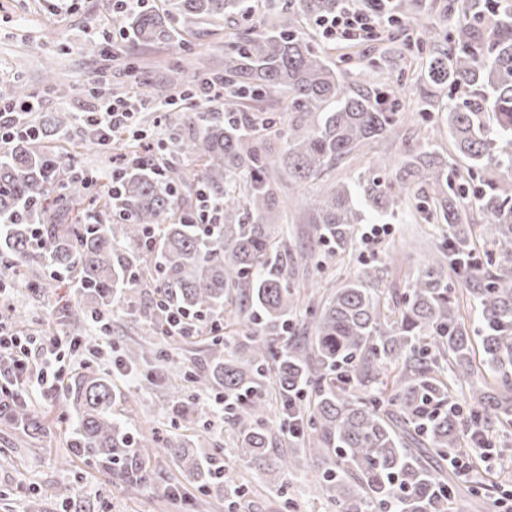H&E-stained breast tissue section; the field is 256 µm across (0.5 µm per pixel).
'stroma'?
Returning a JSON list of instances; mask_svg holds the SVG:
<instances>
[{
	"label": "stroma",
	"mask_w": 512,
	"mask_h": 512,
	"mask_svg": "<svg viewBox=\"0 0 512 512\" xmlns=\"http://www.w3.org/2000/svg\"><path fill=\"white\" fill-rule=\"evenodd\" d=\"M403 2L400 22L382 37L347 47L324 40L315 24L305 26L306 33L325 50L328 61L340 70L346 94L365 91L359 72L373 66L381 84L403 107L390 132L337 164L330 175L336 183L354 186L372 176L388 177L394 164L425 146L446 158L450 169L462 173L467 168L465 160L455 153L445 113L436 109L448 94L447 84L432 78L427 68L414 65L416 57L429 60L441 55L447 43L438 41L420 53L407 45L409 25L449 28L462 14L460 4L458 0ZM255 23V18L230 14L224 20L200 26L196 38L185 45H145L128 37L125 21H113L109 0H0V86L22 85L27 97L39 103L38 111L32 115L38 122L52 112L90 109L94 100L89 89L103 74L121 92H128L135 85L144 97L151 98L167 90L168 76L184 69L194 58L201 56L210 64H221L229 38ZM91 39L99 45L94 55L84 49ZM48 59L53 60L60 80L69 89L65 97H58L45 86L43 63ZM86 141L84 131L76 129L68 139L46 138L39 140L38 146L46 152L72 156L88 169L107 167L110 148L89 150ZM277 181L280 197L288 201L282 229L289 249L296 255L318 252L321 260L317 266L297 264L293 278L317 285L321 297L371 267L382 276L381 292L406 288L448 234L447 225L426 223L416 201L409 199L400 207L398 216L390 220L387 234L374 248L357 244L350 252L337 254L319 245L312 225L304 220L305 202L322 192V182L293 184L283 171L278 173ZM393 253L403 258L399 266L387 262ZM153 294L152 284L144 282L129 297L114 304L110 331L97 338L98 351L87 355L85 361L73 362L69 371L74 374L89 366L111 373L114 385L126 397L115 409L117 418L131 429L153 431L167 438L175 431L171 415L174 401L167 379L203 363L209 355V342L193 336L187 338L173 363L140 364L138 372L149 378L150 384L145 390H136L132 380L120 371L119 360L126 347L147 346L154 338L126 318L124 312L149 309ZM32 408L46 427L43 434L28 437L0 421V512H29V500L39 490L55 484L73 486L78 500L86 505L103 504L104 512H329L326 498L314 485L306 465L291 475L279 491L262 476L248 474L249 487L232 506L222 495L205 496L191 488L189 479L161 451L151 460L149 480L133 488L110 481L78 460L69 468H61L59 460L67 455L68 447L65 427L59 422L63 411L60 391L37 397ZM186 434L203 452L218 453L222 465L244 470L237 431L211 395L202 393L192 399ZM490 452L497 467L489 474L490 485L471 512H496L499 495L512 493L511 422L494 426Z\"/></svg>",
	"instance_id": "obj_1"
}]
</instances>
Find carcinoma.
<instances>
[{
	"label": "carcinoma",
	"mask_w": 512,
	"mask_h": 512,
	"mask_svg": "<svg viewBox=\"0 0 512 512\" xmlns=\"http://www.w3.org/2000/svg\"><path fill=\"white\" fill-rule=\"evenodd\" d=\"M245 2L167 0L161 14L136 6L125 20L137 42L179 41L194 36L195 20L240 14ZM294 2L283 11L267 0L261 29L224 54V68L197 59L189 80L178 72L171 77L178 99L162 100L161 122L177 141L187 124L197 127L192 149L203 166L190 178L171 165L138 162L121 172L114 199L112 185L88 184L65 159L31 147L37 138L67 136L73 113H50L35 139L15 136L0 152V259L11 278L36 294L73 289V298L57 306L65 334L94 316H111L114 295L145 276L141 253L154 254L152 306L134 322L166 338L173 354L181 337L167 335L171 309L189 317V335L211 336L210 358L170 378L169 389L177 397L188 384L224 394L248 469L273 484L307 458L334 512H463L465 496L442 462L462 448L465 432L486 440L494 422L512 421V6L503 4L490 22L463 15L448 53L428 67L448 83L441 111L456 150L470 162L466 177L452 185L447 164L425 148L387 182L332 183L327 194L306 202L317 239L343 254L353 247L357 225L393 215L403 195L422 197L431 202V218L448 225L439 255L389 301L382 300L378 275L367 271L321 308L306 304L314 336L284 344L299 294L309 292L296 286L292 272L313 255L293 256L275 227L276 174L283 168L299 183L329 176L336 163L388 132L399 106L380 86L343 95L340 72L303 31V22L330 14L336 0ZM200 89L224 91L229 112L184 111L178 101ZM264 98L285 103L288 124L264 112L234 111L244 100ZM273 140L284 145L277 160L269 152ZM202 192L222 210L221 223H204L192 201ZM471 198L486 216L482 257L467 226ZM35 257L43 275L30 277ZM450 270L474 303V328L461 312ZM219 314L242 326L227 357L216 330ZM476 331L480 369L472 364ZM124 357L134 370L164 354L141 347ZM442 359L461 377L482 380L466 414L442 377ZM268 382L300 449L270 448ZM62 393L72 414L63 464L81 459L136 486L147 480L160 447L202 494L245 491L239 475L213 466L187 436L162 442L114 419L122 396L107 372L77 373ZM1 417L29 436L46 431L12 394L0 398ZM44 496L75 502L70 485L47 487Z\"/></svg>",
	"instance_id": "obj_1"
}]
</instances>
